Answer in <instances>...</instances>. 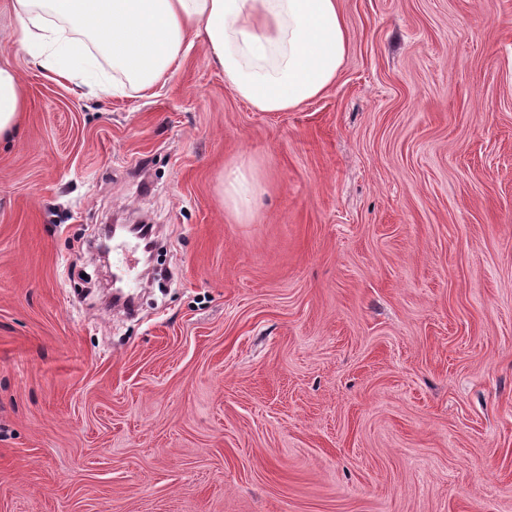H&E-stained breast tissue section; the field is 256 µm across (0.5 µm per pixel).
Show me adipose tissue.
Here are the masks:
<instances>
[{"instance_id":"ef3b65f1","label":"adipose tissue","mask_w":512,"mask_h":512,"mask_svg":"<svg viewBox=\"0 0 512 512\" xmlns=\"http://www.w3.org/2000/svg\"><path fill=\"white\" fill-rule=\"evenodd\" d=\"M8 41L50 75L100 93L152 87L201 40L225 83L261 112H286L335 82L350 46L340 0H0ZM112 70L104 72L101 59ZM27 107L23 79L0 63V140ZM262 193L253 168L224 174V205L248 216Z\"/></svg>"}]
</instances>
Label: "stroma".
I'll use <instances>...</instances> for the list:
<instances>
[{
	"mask_svg": "<svg viewBox=\"0 0 512 512\" xmlns=\"http://www.w3.org/2000/svg\"><path fill=\"white\" fill-rule=\"evenodd\" d=\"M340 5L288 112L197 42L96 96L0 41V512H512V0ZM139 218L175 281L122 320L76 290ZM26 107L20 71L8 61L0 63V140L13 135ZM262 194L256 171L244 164L224 172V206L239 217H247Z\"/></svg>",
	"mask_w": 512,
	"mask_h": 512,
	"instance_id": "obj_1",
	"label": "stroma"
}]
</instances>
